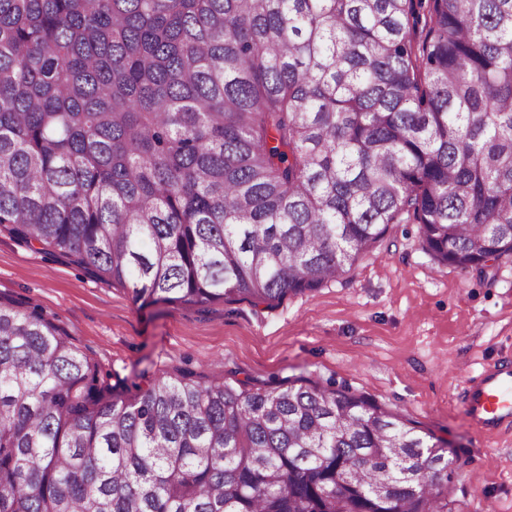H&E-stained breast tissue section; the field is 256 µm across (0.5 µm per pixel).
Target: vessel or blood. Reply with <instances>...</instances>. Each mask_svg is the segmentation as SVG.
I'll return each mask as SVG.
<instances>
[{
  "label": "vessel or blood",
  "mask_w": 512,
  "mask_h": 512,
  "mask_svg": "<svg viewBox=\"0 0 512 512\" xmlns=\"http://www.w3.org/2000/svg\"><path fill=\"white\" fill-rule=\"evenodd\" d=\"M462 407L482 431L512 428V360L486 366L478 375L464 378Z\"/></svg>",
  "instance_id": "vessel-or-blood-1"
}]
</instances>
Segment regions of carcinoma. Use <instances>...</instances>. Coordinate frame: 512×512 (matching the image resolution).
<instances>
[{"label": "carcinoma", "mask_w": 512, "mask_h": 512, "mask_svg": "<svg viewBox=\"0 0 512 512\" xmlns=\"http://www.w3.org/2000/svg\"><path fill=\"white\" fill-rule=\"evenodd\" d=\"M405 220L512 259V0H0V224L135 300L271 306ZM448 465L303 376L126 397L0 304V512H450Z\"/></svg>", "instance_id": "carcinoma-1"}]
</instances>
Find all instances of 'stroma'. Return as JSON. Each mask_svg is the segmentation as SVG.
<instances>
[{
    "mask_svg": "<svg viewBox=\"0 0 512 512\" xmlns=\"http://www.w3.org/2000/svg\"><path fill=\"white\" fill-rule=\"evenodd\" d=\"M0 302L37 309L116 389L183 372L349 387L447 442L451 512H512V431L480 432L459 397L464 371L512 357L510 260L464 275L435 264L416 224H392L350 272L273 307L145 305L2 224Z\"/></svg>",
    "mask_w": 512,
    "mask_h": 512,
    "instance_id": "stroma-1",
    "label": "stroma"
}]
</instances>
